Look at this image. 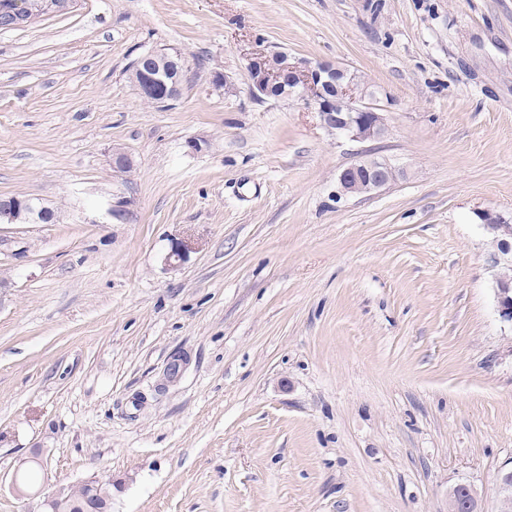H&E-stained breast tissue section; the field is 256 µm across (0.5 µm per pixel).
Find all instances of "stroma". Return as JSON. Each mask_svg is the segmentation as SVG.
I'll return each instance as SVG.
<instances>
[{
  "instance_id": "stroma-1",
  "label": "stroma",
  "mask_w": 512,
  "mask_h": 512,
  "mask_svg": "<svg viewBox=\"0 0 512 512\" xmlns=\"http://www.w3.org/2000/svg\"><path fill=\"white\" fill-rule=\"evenodd\" d=\"M371 3L79 0L0 30V198L56 213L0 223V512H34L9 484L35 452L112 512H448L460 482L495 512L512 328L477 213L512 220V0ZM149 51L186 62L165 108L127 78ZM272 51L365 76L387 136L254 98ZM366 154L404 178L337 199Z\"/></svg>"
}]
</instances>
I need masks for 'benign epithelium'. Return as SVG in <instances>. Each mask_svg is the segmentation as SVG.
Segmentation results:
<instances>
[{"label":"benign epithelium","mask_w":512,"mask_h":512,"mask_svg":"<svg viewBox=\"0 0 512 512\" xmlns=\"http://www.w3.org/2000/svg\"><path fill=\"white\" fill-rule=\"evenodd\" d=\"M0 11L13 17L12 27H23L36 21V18L24 11L21 0H0ZM250 91L257 99L269 97L272 86L289 82L299 90V99L307 108L313 109L320 123L327 130L344 136L352 141L366 142L383 139L388 132L387 118L383 109L369 103L374 94L357 88L354 74L346 67L330 63H314L304 58L279 52L274 55H262L250 60ZM163 84V97L173 99L180 90V82L175 72H169L168 80L150 75L148 79L135 84L137 94L146 96L155 94L158 84ZM350 103V111L334 112L330 108L327 93ZM390 163L379 157H370L343 168L336 179V198H348L361 193L379 191L387 186V174ZM133 201L120 197L112 202L109 214L116 221H125L132 216ZM39 210L27 199H17L13 203L11 219L21 217L35 220ZM512 264V246L506 244L502 250L489 259L494 272L497 311L501 321L512 326V296L499 270ZM34 464L32 459L19 461L11 478V489L19 498H38L42 512L54 508L60 491H45L43 487L29 485L23 481L25 473ZM496 512H512V468L500 471L496 484ZM448 512H477V501L473 489L467 484H458L448 495Z\"/></svg>","instance_id":"obj_1"}]
</instances>
